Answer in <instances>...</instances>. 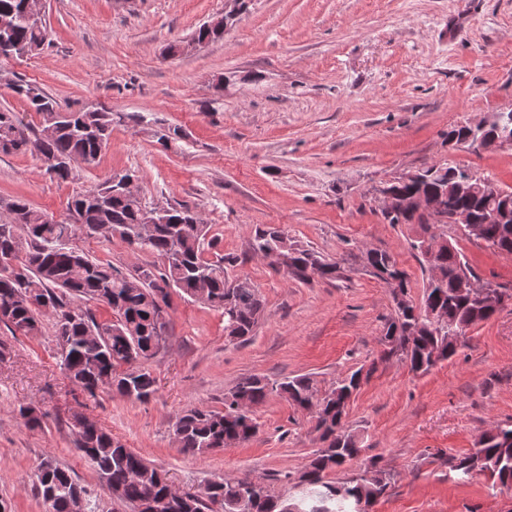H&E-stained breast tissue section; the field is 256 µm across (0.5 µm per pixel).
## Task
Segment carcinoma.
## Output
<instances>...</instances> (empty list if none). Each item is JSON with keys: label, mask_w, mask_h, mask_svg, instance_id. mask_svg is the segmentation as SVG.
<instances>
[{"label": "carcinoma", "mask_w": 512, "mask_h": 512, "mask_svg": "<svg viewBox=\"0 0 512 512\" xmlns=\"http://www.w3.org/2000/svg\"><path fill=\"white\" fill-rule=\"evenodd\" d=\"M23 0H0V16L14 17L9 31L14 45L23 55L43 48L48 38L47 26L29 20ZM224 38V26H200L193 34L196 41L212 42ZM13 93L26 102L39 116L40 127L53 129L51 135L38 133L23 125L16 113L0 109V151L3 153H37L55 160L49 169L52 177L67 181L77 171L96 163L107 147L112 131V113L105 110L62 112L56 99L39 86L20 81ZM463 173L456 166L434 164L417 171L414 177H398L388 184L395 194L419 195L432 204L431 223L421 225L425 232L446 228L448 212L462 210L484 222L483 242L501 253L512 255V219L500 224L491 218L503 201L477 196L463 187ZM68 210L78 216V223L56 222L33 207L24 198L0 201L5 219L0 221V323L11 333L34 335L41 330V319L52 320V328L61 369L81 390L90 394L107 388L128 399L144 401L155 392L151 372L134 365L148 360L160 349L168 325L171 292H180L199 303L224 311V329L231 340H250L262 311L257 288L246 276L229 278L228 268L239 264L236 256L225 255L215 260L205 258L214 248L205 224H188V210L171 208L155 215L149 235L143 237L140 207L121 193L112 190V180L84 189L73 195ZM116 238L136 252L158 256L162 265L142 264L122 273L109 262L91 258L73 241L79 237ZM288 245L287 274L307 282L315 277L336 279L354 263L365 260L371 274L383 280L382 274L397 277V285H409L406 272L399 268L394 255L380 249L361 258L349 253L339 260H326L316 252L289 238L278 227H258L249 241V251L256 254ZM441 281L427 280L417 306L439 313L442 325L423 321L420 336L410 347L386 346L392 337L396 320H409L412 315L393 314L383 326L382 355L394 353L415 373L424 374L426 351L442 348L441 359L453 355L456 346L448 345V334L465 330L475 318L497 312L492 305H481L460 291L456 272L473 271L458 251L441 250L434 258ZM89 302L102 303L112 310V320H96ZM356 370L336 381L324 394H319L308 375L285 377L272 382L258 375L245 376L224 394V409L188 408L180 413L173 432L180 438L184 453L205 456L231 443H245L257 435L253 418L239 412L237 400H249L258 406L275 393L306 408V398L316 397L321 409L315 425L323 446L315 450L305 466V488L292 497L277 494L270 486L254 482L255 498L240 500L237 486L231 483L207 484L196 492H186L191 502L189 512H356L361 500L373 505L390 486L386 476L377 485L363 484L365 478L352 477L346 482H330L327 473L358 458L361 441L358 434L347 430L343 422L346 411L338 409L358 387ZM512 427L502 428L487 438L482 447L462 457L448 458V468L457 480L465 482L475 474H483L503 487H512ZM107 486L118 492V499L132 508L149 495L170 494L166 474L147 462L133 449L112 437V433L93 423L84 444L78 446ZM142 466L149 479L130 476ZM37 495L51 512H75L73 495L86 499V512H99L91 502L88 489L52 460L44 461L35 478Z\"/></svg>", "instance_id": "obj_1"}]
</instances>
